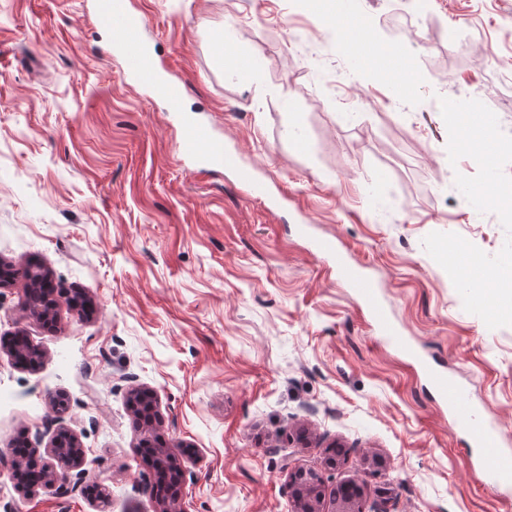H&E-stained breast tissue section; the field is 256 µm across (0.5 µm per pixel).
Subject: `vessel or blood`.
<instances>
[{"instance_id": "b4317fda", "label": "vessel or blood", "mask_w": 512, "mask_h": 512, "mask_svg": "<svg viewBox=\"0 0 512 512\" xmlns=\"http://www.w3.org/2000/svg\"><path fill=\"white\" fill-rule=\"evenodd\" d=\"M94 15L108 33L113 47L125 61L126 73L130 79L145 88L153 90L166 103L170 112L181 110L184 94L180 81L165 77L143 36L142 21L133 16L126 0H95ZM181 155L187 163L203 170H229L238 175L250 186L256 196L267 193L265 183L257 180L243 164L242 157L229 151L221 138L201 122L183 120L180 137ZM317 251L329 257L336 266L337 273L348 280L359 293L373 315L379 338L399 349L406 355H413V348L399 336L396 328L387 318L379 301L374 281L362 277L348 264L331 240H320L315 244ZM429 383L445 402L457 422L467 430L474 443L485 450L483 473L485 478L503 494L512 493V452L501 450L494 430L485 423L475 409L461 410L463 389L451 378L429 363H422Z\"/></svg>"}]
</instances>
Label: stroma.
<instances>
[{
  "label": "stroma",
  "mask_w": 512,
  "mask_h": 512,
  "mask_svg": "<svg viewBox=\"0 0 512 512\" xmlns=\"http://www.w3.org/2000/svg\"><path fill=\"white\" fill-rule=\"evenodd\" d=\"M91 5L0 0V258L92 304L60 303L50 328L23 277L0 288V340L22 331L44 354L30 369L0 353V512H159L140 454L155 439L183 471L180 512H294L299 470L322 472L328 502L356 476L389 512H512L418 366L456 378L512 451V326L467 312L423 246L455 233L494 256L507 239L455 185L477 169L450 163L436 93L478 90L512 125V0H407L421 41L396 53L385 0H363L380 60L413 79L405 103L292 0H127L184 113L256 167L271 209L231 172L182 165L179 123L125 76ZM316 238L375 280L418 360L378 341ZM134 388L158 397L153 427ZM61 427L87 485L18 490L15 440L44 449Z\"/></svg>",
  "instance_id": "1"
}]
</instances>
